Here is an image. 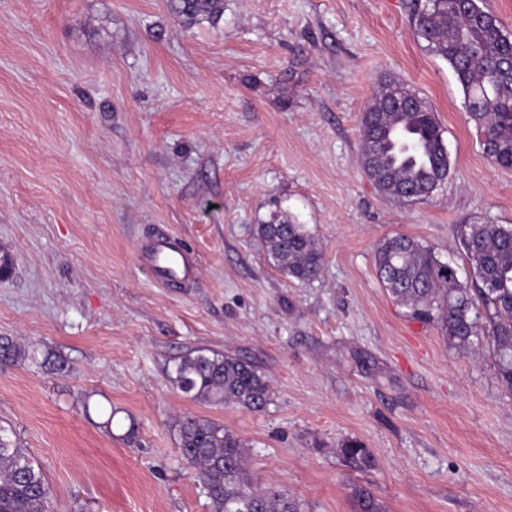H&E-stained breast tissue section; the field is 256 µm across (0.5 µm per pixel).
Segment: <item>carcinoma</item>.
<instances>
[{
    "instance_id": "carcinoma-1",
    "label": "carcinoma",
    "mask_w": 512,
    "mask_h": 512,
    "mask_svg": "<svg viewBox=\"0 0 512 512\" xmlns=\"http://www.w3.org/2000/svg\"><path fill=\"white\" fill-rule=\"evenodd\" d=\"M411 2L414 32L452 68L486 155L512 169V33L481 7L464 9L463 0ZM171 7L188 25L215 23L224 14V0H172ZM358 161L385 194L405 202L428 198L449 171L437 114L405 84L386 83L362 114ZM258 233L285 274L304 283L317 278L322 248L304 225L284 220L262 224ZM460 244L474 270L469 284L460 281L456 266L404 235L377 243L374 269L397 303L436 322L456 350L474 352L490 342L495 375L512 391V227L466 224ZM26 359L36 360V353L0 336L1 368ZM170 380L203 402L262 411L271 401L268 379L251 363L206 348L182 355ZM178 440L213 512H302L287 493L253 486L246 443L224 425L186 416L178 424ZM338 452L354 472L375 465L357 440L342 442ZM350 496L356 512H387L366 487L351 485ZM50 504L41 465L13 431L0 426V512H51Z\"/></svg>"
}]
</instances>
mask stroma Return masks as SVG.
Instances as JSON below:
<instances>
[{
    "mask_svg": "<svg viewBox=\"0 0 512 512\" xmlns=\"http://www.w3.org/2000/svg\"><path fill=\"white\" fill-rule=\"evenodd\" d=\"M409 0H224L185 25L170 0H0V336L66 369L0 370V425L40 462L53 512H211L177 423L209 419L249 445L254 482L304 512H512V391L491 347L458 352L378 279L398 234L471 265L463 224L512 226V170L493 166L447 62ZM438 115L446 184L403 204L361 171L359 120L384 79ZM304 225L323 251L303 283L257 227ZM165 233L195 281L143 269ZM250 361L261 412L191 399L187 351ZM356 440L365 473L337 453ZM345 465L354 472L367 471L374 467L375 461L368 448L356 440H347L338 448ZM357 512H387L386 505L378 499L368 488L353 484L350 486Z\"/></svg>",
    "mask_w": 512,
    "mask_h": 512,
    "instance_id": "stroma-1",
    "label": "stroma"
}]
</instances>
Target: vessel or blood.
Here are the masks:
<instances>
[{
  "label": "vessel or blood",
  "mask_w": 512,
  "mask_h": 512,
  "mask_svg": "<svg viewBox=\"0 0 512 512\" xmlns=\"http://www.w3.org/2000/svg\"><path fill=\"white\" fill-rule=\"evenodd\" d=\"M139 264L168 282L192 280L197 268L195 255L177 238L162 235L136 251Z\"/></svg>",
  "instance_id": "b4317fda"
}]
</instances>
